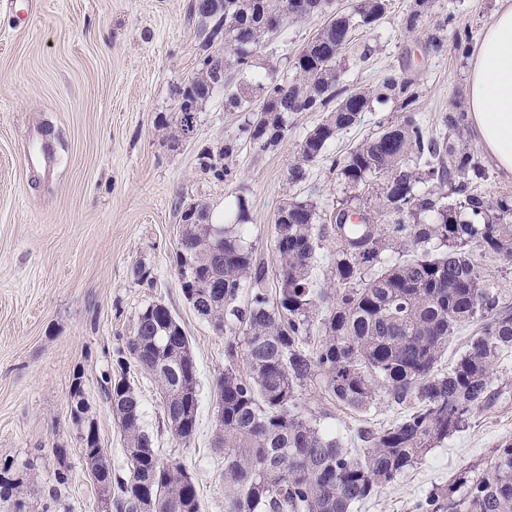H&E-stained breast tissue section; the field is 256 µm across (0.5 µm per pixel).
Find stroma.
Instances as JSON below:
<instances>
[{
  "mask_svg": "<svg viewBox=\"0 0 512 512\" xmlns=\"http://www.w3.org/2000/svg\"><path fill=\"white\" fill-rule=\"evenodd\" d=\"M25 23L0 13V460H32L26 486L41 504L56 464L69 451L71 481L61 512H99V491L79 453L80 429L70 416L74 373L83 376L88 415L98 428L112 472L125 474V436L101 390L115 350L132 335L141 307L165 303L180 322L198 367L200 416L190 442L176 439L163 419L160 389L148 374L129 375L141 400L143 424L159 457L193 473L202 512H224V452L214 448L215 380L224 370L228 334L199 318L182 296L174 252L182 232L179 204L203 201L218 209L243 195L250 220L247 242L275 267L274 214L287 199L312 200L323 219L350 191L331 169L333 158L397 122L395 102L374 104L360 122L338 134L327 157L290 183L288 168L319 112L290 115L275 150L241 147L236 180L205 174L203 151L234 137L243 113L225 108L223 91L203 103L191 137L175 125V91L193 79L205 56L224 50L223 36L201 29L192 0H29ZM412 0H390L384 22L363 30L359 42L377 45L367 61L348 49L344 83L377 88L383 72L416 79L417 112L438 127L444 113L466 111L465 79L472 53L497 0H431L420 31L403 18ZM454 15L457 33L442 55L425 51L426 33ZM323 16L287 21L280 38L256 58L255 71L293 74L290 63L324 24ZM53 151L48 169L27 165L39 138ZM152 283L139 282L137 265ZM495 405L478 412L464 431L432 448L413 469L353 512H421L435 489L463 469L481 470L512 440V352L496 368ZM305 411L322 427L345 435L362 425L380 428L400 417L379 400L368 414L346 410L318 384L303 391Z\"/></svg>",
  "mask_w": 512,
  "mask_h": 512,
  "instance_id": "stroma-1",
  "label": "stroma"
}]
</instances>
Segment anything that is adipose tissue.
<instances>
[{"instance_id": "obj_1", "label": "adipose tissue", "mask_w": 512, "mask_h": 512, "mask_svg": "<svg viewBox=\"0 0 512 512\" xmlns=\"http://www.w3.org/2000/svg\"><path fill=\"white\" fill-rule=\"evenodd\" d=\"M467 99L478 146L512 178V0H498L476 46Z\"/></svg>"}]
</instances>
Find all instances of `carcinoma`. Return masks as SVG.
<instances>
[{
    "label": "carcinoma",
    "mask_w": 512,
    "mask_h": 512,
    "mask_svg": "<svg viewBox=\"0 0 512 512\" xmlns=\"http://www.w3.org/2000/svg\"><path fill=\"white\" fill-rule=\"evenodd\" d=\"M430 0H414L404 17L418 29ZM331 0H204L192 4L199 25L224 31V54L204 58L192 90L179 89L178 132L193 134L199 106L218 88L225 106L245 114L240 136L213 153H202V170L231 182L233 158L241 146L266 152L288 133V116L325 112L326 119L299 144L289 179L300 182L306 167L327 155L338 133L355 125L379 95L368 88L349 91L343 82V53L353 33L386 18L388 0H356L334 9L317 40L298 54L295 78L257 79L259 106L249 88L233 86L251 74L264 41L280 35L288 19L305 20ZM454 16L436 24L425 48L439 55ZM224 64V82L217 69ZM380 91L405 111L402 120L378 131L346 156L332 160L338 179L356 191L378 180L376 209L356 210L345 202L334 223H317L316 206L292 198L275 214L279 265L276 299L267 293L268 267L246 242L248 203L242 195L225 203L224 220L209 205H179L183 230L175 270L186 302L197 315L229 331L214 445L224 449V512H350L414 467L435 444L461 431L473 415L496 401L493 381L503 352L512 350V306L491 283L481 259L512 267V203L490 200L473 190L485 170L453 135L462 117H442L446 133L434 134L413 108L419 87L413 78L385 72ZM334 244L335 271L326 288L316 287L313 270L322 242ZM399 259L386 255L389 243ZM224 276L221 287L213 274ZM248 289L246 306L238 304ZM321 315V339L308 341ZM469 322L479 334L444 371L439 362L448 342ZM241 340L234 339V336ZM245 361L246 371L237 368ZM161 386L164 421L184 443L199 418L197 365L188 337L161 301L138 312L133 335L115 352L101 387L124 432L129 463L125 476L107 475L115 485V512H201L196 481L185 466L164 462L142 424L141 402L131 369ZM317 382L331 400L366 414L383 396L404 415L387 428L360 426L349 438L321 427L302 411L301 390ZM80 454L96 469L101 447L82 430ZM66 448L55 449L50 504L70 483ZM35 466L11 459L0 464V504L6 512H33L24 493ZM425 512H512V441L500 446L486 469L459 474L446 489L428 495Z\"/></svg>",
    "instance_id": "1"
}]
</instances>
